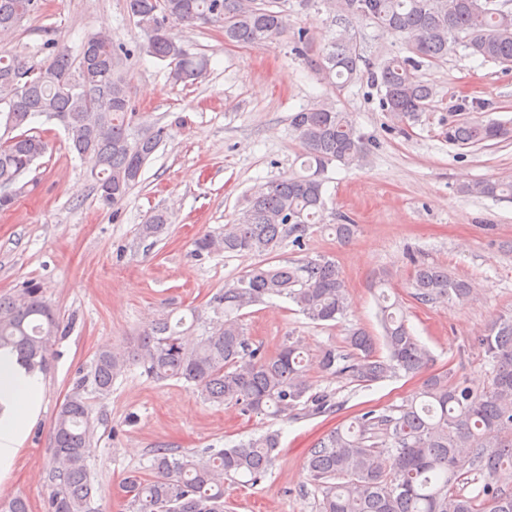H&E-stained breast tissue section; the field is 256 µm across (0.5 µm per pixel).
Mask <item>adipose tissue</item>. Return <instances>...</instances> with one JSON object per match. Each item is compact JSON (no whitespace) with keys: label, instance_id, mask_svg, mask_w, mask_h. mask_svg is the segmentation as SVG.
I'll list each match as a JSON object with an SVG mask.
<instances>
[{"label":"adipose tissue","instance_id":"1","mask_svg":"<svg viewBox=\"0 0 512 512\" xmlns=\"http://www.w3.org/2000/svg\"><path fill=\"white\" fill-rule=\"evenodd\" d=\"M43 375L22 363L16 352L0 350V480L12 470L41 411Z\"/></svg>","mask_w":512,"mask_h":512}]
</instances>
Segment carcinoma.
Wrapping results in <instances>:
<instances>
[{"mask_svg": "<svg viewBox=\"0 0 512 512\" xmlns=\"http://www.w3.org/2000/svg\"><path fill=\"white\" fill-rule=\"evenodd\" d=\"M326 8L346 12L345 22L367 21L403 36L410 55L386 59L371 73L382 89L381 107L396 118L416 120L432 107L434 91L417 76L422 61H440L461 45L472 57L512 68V8L498 0H320ZM276 2L256 0H126L128 14L144 33L138 46L167 63L175 83L206 74L208 60L184 48L176 25L224 19V39L248 47L288 36V14ZM39 0H0V34L14 32ZM50 54L35 62L0 53V210L10 208L20 178L47 151V140L30 132L40 117L65 128L70 148L89 162V175L105 205L117 206L139 183L143 169L167 131L159 127L130 133V87L123 62L131 52L113 44L104 32L82 39L77 56L56 41L43 44ZM360 54L348 32L339 33L322 57L310 61L327 80L342 85L357 75ZM291 126L300 141L303 173L268 183L247 200L242 216L217 234L194 241V255L224 252L260 258L207 303L209 319L190 346L171 314L153 319L130 353L102 349L90 371L76 382L61 405L52 428L53 465L48 475L45 512H91L98 493L88 468L95 425L84 397L99 398L129 366L157 381L189 384L204 400L231 406L247 417L278 416L300 406H326L324 394L312 392L305 346L286 337L270 354L247 336L241 311L273 297L291 301L313 323L336 322L349 310L347 285L334 260L306 257L289 265L271 264L266 256L286 242L299 249L323 221L325 172L336 162L361 167L370 148L354 116L317 104L294 113ZM448 144L480 145L512 137V127L452 122ZM461 192L476 197L512 195V183L484 179ZM169 216L156 213L138 227V239L157 242L168 232ZM358 225L350 219L332 225L347 242ZM421 304L463 301L473 283L448 269L419 264L409 281ZM386 355L373 336L350 331L346 348L327 347L315 364L327 374H349L374 383L400 373L417 375L429 352L414 336L398 303L378 298ZM64 333L42 288L0 295V349L10 348L27 365L43 367L56 338ZM491 379L481 388L464 376L432 374L402 405L370 410L349 426L320 437L309 450L306 469L321 494L317 512H512V316H497L479 339ZM279 435L255 433L219 451L152 453L150 475H133L121 492L132 512H224V483L254 485L275 461ZM473 472L483 484L467 496L460 484Z\"/></svg>", "mask_w": 512, "mask_h": 512, "instance_id": "carcinoma-1", "label": "carcinoma"}]
</instances>
